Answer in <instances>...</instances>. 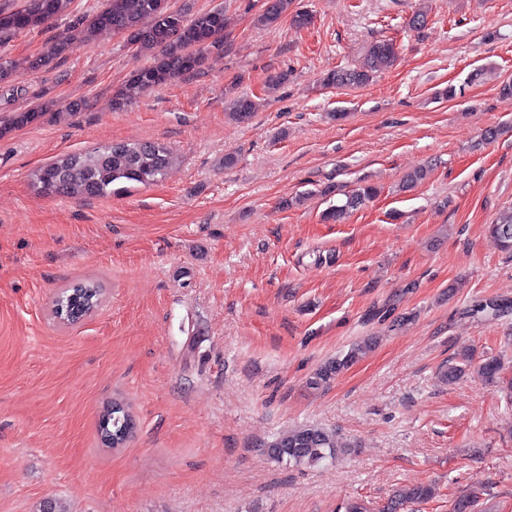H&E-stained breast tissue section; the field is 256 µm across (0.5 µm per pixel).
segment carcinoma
Masks as SVG:
<instances>
[{"instance_id": "carcinoma-1", "label": "carcinoma", "mask_w": 512, "mask_h": 512, "mask_svg": "<svg viewBox=\"0 0 512 512\" xmlns=\"http://www.w3.org/2000/svg\"><path fill=\"white\" fill-rule=\"evenodd\" d=\"M293 0H266L265 8L257 17L259 25L273 27L279 23ZM155 0H104L101 8L88 18L80 17L69 23L67 31L53 40L48 50L28 61V68L39 70L56 60L65 59L76 40L87 42L100 31L109 30L130 39L140 52L153 53L152 62L134 70L127 85L131 90L149 91L197 71L209 54L224 51V11L213 8L188 16L181 11L166 14L156 12ZM65 0H20L17 5H0V42L22 30L42 27L55 20L63 11ZM397 56L393 42L381 40L372 43L364 64L356 69H339L323 77V84L336 88H359L369 84L374 76L390 68ZM230 113L238 120L249 118L257 103L238 96L228 102ZM48 108L33 106L11 112L0 119V138L11 132L37 124ZM172 163L170 152L155 143H111L84 153H70L43 166L34 173L36 189L46 195L70 197H104L112 194L116 183L153 184L165 174ZM377 189L371 185L358 188L346 196L342 204L332 206L326 218L339 221L348 212L373 198ZM490 234L497 246L512 252V209L501 214L490 225ZM103 296L101 282L88 278L60 289L52 300V314L58 320L60 309H73V314H86L98 305ZM361 346L351 348L343 356L324 363L308 381L313 389L327 387L357 358ZM503 363L489 357L473 363L469 350L461 353V362L450 363L441 370L444 380L453 383L469 372L482 381L497 382ZM134 427L127 402L115 397L104 407L99 417L98 436L107 447L123 446ZM344 452L336 438L316 425H303L277 438L268 448V454L279 463L292 467L314 466L333 459ZM431 485L400 489L386 506V512H400L411 505L433 498ZM490 495V488L482 483L452 504V512H473L476 502Z\"/></svg>"}]
</instances>
